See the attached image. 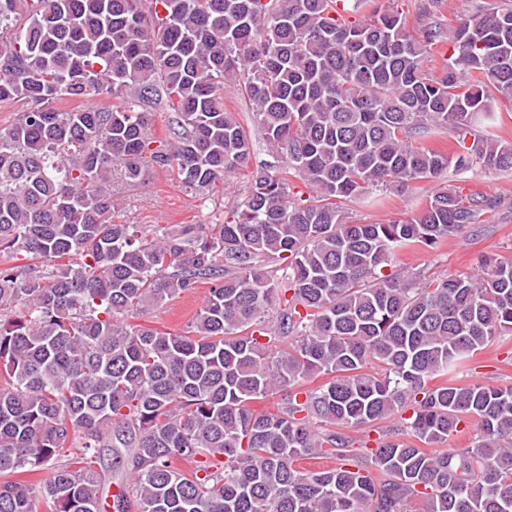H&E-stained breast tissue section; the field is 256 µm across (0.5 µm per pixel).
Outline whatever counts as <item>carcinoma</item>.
Masks as SVG:
<instances>
[{"label":"carcinoma","instance_id":"obj_1","mask_svg":"<svg viewBox=\"0 0 512 512\" xmlns=\"http://www.w3.org/2000/svg\"><path fill=\"white\" fill-rule=\"evenodd\" d=\"M337 2L0 0V101L29 104L0 129V512H101L104 448L130 478L121 512H512V386L454 379L512 336V262L386 271L501 198L447 187L384 224L346 209L451 166L512 170L490 131L491 91L512 96V4L446 30L439 0L412 29L379 5L339 20ZM442 44L450 62L429 76ZM226 81L282 167L251 171L222 224L115 223L117 167L132 186L149 162L174 167L196 191L249 168ZM161 92L171 148L151 147L139 110ZM96 96L122 103L54 107ZM432 132L460 151L416 145ZM291 177L313 195L291 200ZM266 258L288 261L281 283ZM203 282L184 332L129 323ZM470 419L468 447L433 452ZM361 427L381 435L356 454L346 430ZM72 448L39 487L17 478ZM317 458L336 466L302 465Z\"/></svg>","mask_w":512,"mask_h":512}]
</instances>
